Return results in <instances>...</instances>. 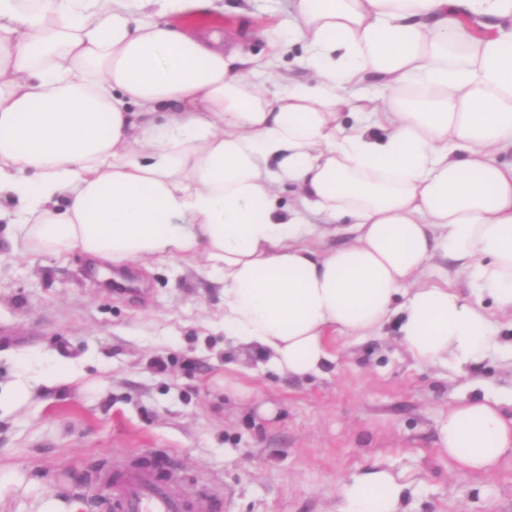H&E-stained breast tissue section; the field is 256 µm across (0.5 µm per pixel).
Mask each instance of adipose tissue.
Returning <instances> with one entry per match:
<instances>
[{"label":"adipose tissue","instance_id":"obj_1","mask_svg":"<svg viewBox=\"0 0 512 512\" xmlns=\"http://www.w3.org/2000/svg\"><path fill=\"white\" fill-rule=\"evenodd\" d=\"M214 3L0 0L1 233L105 266L202 262L225 336L283 374L390 323L419 364L477 361L512 312V0H292L313 80L285 89L280 42L246 60L170 20ZM344 106L372 125L343 127ZM441 250L475 298L427 282ZM437 435L461 470L512 454L488 395ZM403 491L384 470L341 489L349 512H400Z\"/></svg>","mask_w":512,"mask_h":512}]
</instances>
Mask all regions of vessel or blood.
I'll use <instances>...</instances> for the list:
<instances>
[{"mask_svg": "<svg viewBox=\"0 0 512 512\" xmlns=\"http://www.w3.org/2000/svg\"><path fill=\"white\" fill-rule=\"evenodd\" d=\"M92 481L106 492L99 502L102 512H215L217 507L213 488L185 491L176 470L138 459L122 472H99Z\"/></svg>", "mask_w": 512, "mask_h": 512, "instance_id": "obj_1", "label": "vessel or blood"}]
</instances>
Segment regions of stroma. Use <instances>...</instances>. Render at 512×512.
Listing matches in <instances>:
<instances>
[{
    "mask_svg": "<svg viewBox=\"0 0 512 512\" xmlns=\"http://www.w3.org/2000/svg\"><path fill=\"white\" fill-rule=\"evenodd\" d=\"M242 55L269 50L289 0H223ZM75 253L21 257L0 237V512H97V470L162 454L210 484L218 512H343L342 484L376 469L406 487L403 512H512V457L458 470L437 425L460 397L512 414V315L459 368L418 364L394 328L335 335L334 360L298 378L224 335V292L193 262L110 277Z\"/></svg>",
    "mask_w": 512,
    "mask_h": 512,
    "instance_id": "1",
    "label": "stroma"
}]
</instances>
